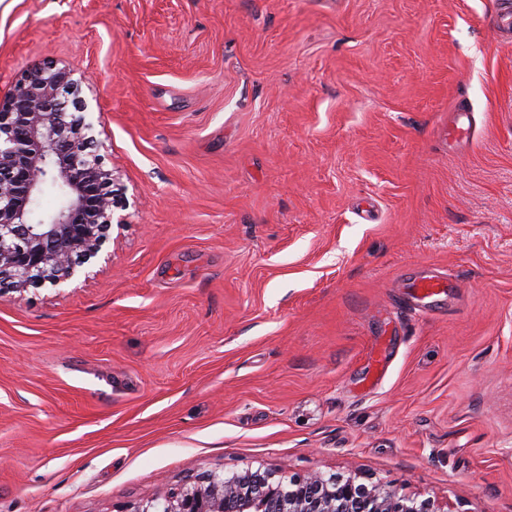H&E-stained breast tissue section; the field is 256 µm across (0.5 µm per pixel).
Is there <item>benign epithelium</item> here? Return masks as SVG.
I'll return each instance as SVG.
<instances>
[{
	"label": "benign epithelium",
	"mask_w": 512,
	"mask_h": 512,
	"mask_svg": "<svg viewBox=\"0 0 512 512\" xmlns=\"http://www.w3.org/2000/svg\"><path fill=\"white\" fill-rule=\"evenodd\" d=\"M66 67L39 65L0 99V295L71 280L97 256L119 207L114 174L86 133V104ZM57 205L41 215L45 185ZM129 512H442L394 486L285 469L210 471Z\"/></svg>",
	"instance_id": "benign-epithelium-1"
}]
</instances>
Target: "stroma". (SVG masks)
Returning <instances> with one entry per match:
<instances>
[{"mask_svg":"<svg viewBox=\"0 0 512 512\" xmlns=\"http://www.w3.org/2000/svg\"><path fill=\"white\" fill-rule=\"evenodd\" d=\"M501 7L0 0V99L70 69L125 202L71 281L0 296V512L258 468L512 512Z\"/></svg>","mask_w":512,"mask_h":512,"instance_id":"35a3bbf8","label":"stroma"}]
</instances>
